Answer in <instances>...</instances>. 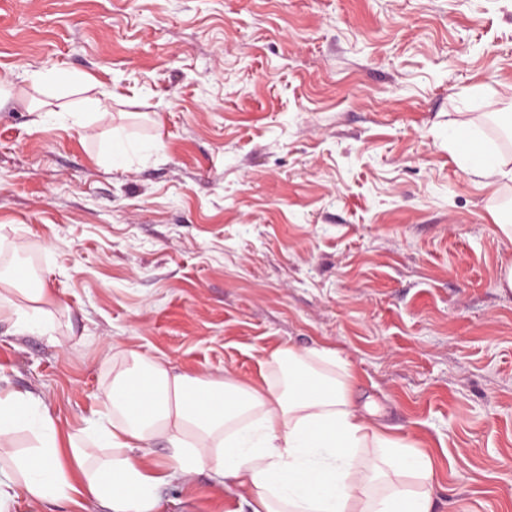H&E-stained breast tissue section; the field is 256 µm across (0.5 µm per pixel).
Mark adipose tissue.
Listing matches in <instances>:
<instances>
[{
    "instance_id": "obj_1",
    "label": "adipose tissue",
    "mask_w": 512,
    "mask_h": 512,
    "mask_svg": "<svg viewBox=\"0 0 512 512\" xmlns=\"http://www.w3.org/2000/svg\"><path fill=\"white\" fill-rule=\"evenodd\" d=\"M454 142L486 183L512 174L475 133ZM59 304L51 289L0 273V319L17 332L47 327ZM103 359L105 411L75 432L41 395L0 388V512L19 489L80 512H161L164 489L201 471L246 492L251 512H432L431 456L370 421L336 349L279 345L253 383L228 369L177 372L160 352L112 346ZM21 426L34 437L23 451ZM160 440L163 463L153 456Z\"/></svg>"
}]
</instances>
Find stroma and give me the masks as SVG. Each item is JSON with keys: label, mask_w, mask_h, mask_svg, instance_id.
<instances>
[{"label": "stroma", "mask_w": 512, "mask_h": 512, "mask_svg": "<svg viewBox=\"0 0 512 512\" xmlns=\"http://www.w3.org/2000/svg\"><path fill=\"white\" fill-rule=\"evenodd\" d=\"M1 72L9 271L62 306L48 332L0 322V385L75 429L103 408L106 345L246 383L280 344L325 345L433 458V512H512V180L448 141L468 125L512 156L488 118L512 113V0H0ZM83 80L111 123L27 110ZM163 499L248 512L206 472Z\"/></svg>", "instance_id": "stroma-1"}]
</instances>
